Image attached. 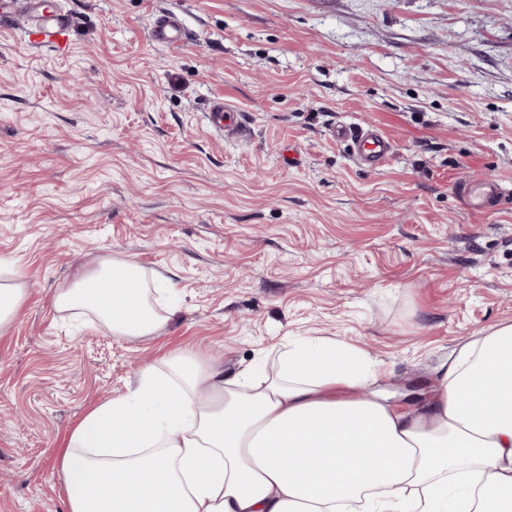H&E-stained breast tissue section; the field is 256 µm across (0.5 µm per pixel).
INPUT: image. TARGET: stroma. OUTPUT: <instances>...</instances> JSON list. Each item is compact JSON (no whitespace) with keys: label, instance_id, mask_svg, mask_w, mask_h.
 <instances>
[{"label":"stroma","instance_id":"obj_1","mask_svg":"<svg viewBox=\"0 0 512 512\" xmlns=\"http://www.w3.org/2000/svg\"><path fill=\"white\" fill-rule=\"evenodd\" d=\"M65 49L0 29V512H66L59 450L97 402L184 349L232 375L291 341L362 347L405 405L469 336L512 322V0H58ZM183 22L176 48L156 15ZM240 110L210 126L212 100ZM394 144L362 166L338 127ZM500 183L498 209L457 186ZM119 256L174 313L122 339L55 293ZM152 39L155 43L166 47H178L188 38L182 21L174 14H162L152 28ZM7 270L9 277H0V332L11 323L15 313L26 299L25 275L15 269H7V264L0 262V274Z\"/></svg>","mask_w":512,"mask_h":512}]
</instances>
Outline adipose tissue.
I'll return each instance as SVG.
<instances>
[{"label": "adipose tissue", "mask_w": 512, "mask_h": 512, "mask_svg": "<svg viewBox=\"0 0 512 512\" xmlns=\"http://www.w3.org/2000/svg\"><path fill=\"white\" fill-rule=\"evenodd\" d=\"M173 292L113 256L54 305L133 339L160 332ZM373 373L333 338L231 376L174 354L69 432L67 512H512V322L458 346L418 405H389Z\"/></svg>", "instance_id": "ef3b65f1"}]
</instances>
